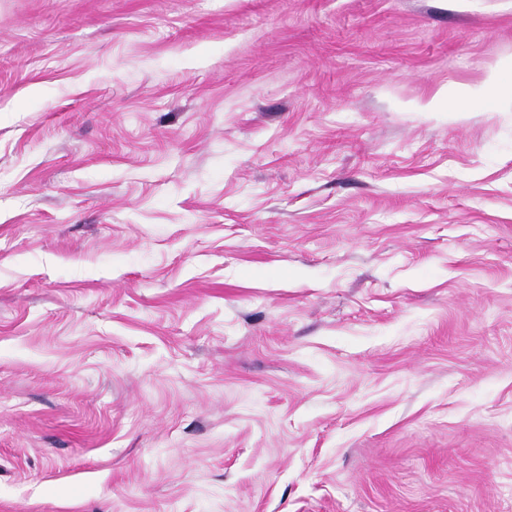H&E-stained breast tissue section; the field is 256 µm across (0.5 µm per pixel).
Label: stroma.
I'll list each match as a JSON object with an SVG mask.
<instances>
[{
    "instance_id": "1",
    "label": "stroma",
    "mask_w": 512,
    "mask_h": 512,
    "mask_svg": "<svg viewBox=\"0 0 512 512\" xmlns=\"http://www.w3.org/2000/svg\"><path fill=\"white\" fill-rule=\"evenodd\" d=\"M511 62L512 0H0V512H512Z\"/></svg>"
}]
</instances>
